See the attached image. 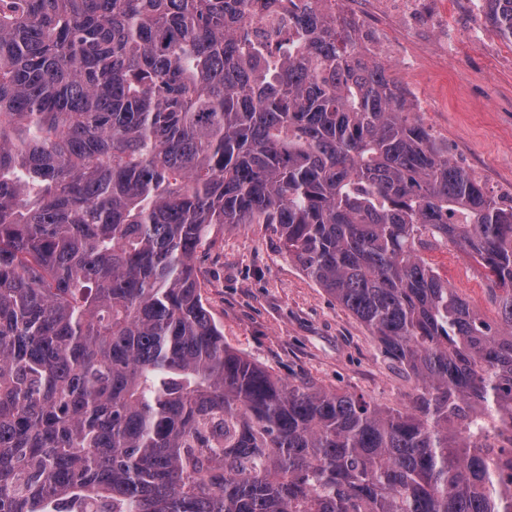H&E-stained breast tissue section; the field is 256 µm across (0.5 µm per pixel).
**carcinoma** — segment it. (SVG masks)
<instances>
[{
    "mask_svg": "<svg viewBox=\"0 0 512 512\" xmlns=\"http://www.w3.org/2000/svg\"><path fill=\"white\" fill-rule=\"evenodd\" d=\"M0 0V512H512V199L303 0ZM485 23L512 41V0ZM213 224L281 249L415 385L399 408L224 343ZM482 264L483 318L422 252Z\"/></svg>",
    "mask_w": 512,
    "mask_h": 512,
    "instance_id": "1",
    "label": "carcinoma"
}]
</instances>
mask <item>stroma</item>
Returning a JSON list of instances; mask_svg holds the SVG:
<instances>
[{"label": "stroma", "mask_w": 512, "mask_h": 512, "mask_svg": "<svg viewBox=\"0 0 512 512\" xmlns=\"http://www.w3.org/2000/svg\"><path fill=\"white\" fill-rule=\"evenodd\" d=\"M456 40L452 56L436 43L413 42L390 27L412 69L390 72L423 101L418 118L454 163L474 172L494 197L512 196V41L485 24L471 0H436ZM442 276L466 270L460 290L487 317L489 282L456 248L429 254ZM207 308L226 343L278 377L307 379L389 407L403 404L413 383L378 348L370 331L283 253L273 228L213 227L196 261Z\"/></svg>", "instance_id": "35a3bbf8"}]
</instances>
